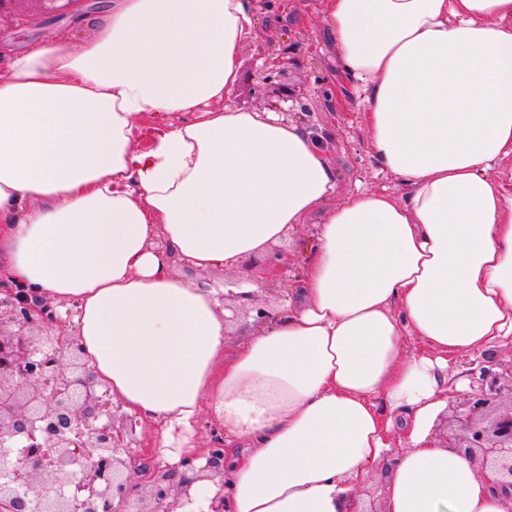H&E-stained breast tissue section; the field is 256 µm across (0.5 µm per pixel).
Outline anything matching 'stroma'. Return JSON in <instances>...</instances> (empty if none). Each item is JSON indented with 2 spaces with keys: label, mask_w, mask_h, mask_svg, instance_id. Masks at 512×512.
<instances>
[{
  "label": "stroma",
  "mask_w": 512,
  "mask_h": 512,
  "mask_svg": "<svg viewBox=\"0 0 512 512\" xmlns=\"http://www.w3.org/2000/svg\"><path fill=\"white\" fill-rule=\"evenodd\" d=\"M103 0H81L80 10L63 17L42 15L35 0H14L0 18V54L25 53L42 40L66 35L74 44L91 37L79 13H94ZM238 81L227 101L241 112H274L285 96L297 102L284 122H295L320 135L333 158L341 191L378 184L397 189L380 173L369 147V135L358 117L356 92L341 74L323 0H268L256 26L242 40L237 56ZM261 255L243 257L234 270L201 271L176 264L189 282L243 283Z\"/></svg>",
  "instance_id": "obj_1"
}]
</instances>
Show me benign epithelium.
Returning a JSON list of instances; mask_svg holds the SVG:
<instances>
[{
  "label": "benign epithelium",
  "mask_w": 512,
  "mask_h": 512,
  "mask_svg": "<svg viewBox=\"0 0 512 512\" xmlns=\"http://www.w3.org/2000/svg\"><path fill=\"white\" fill-rule=\"evenodd\" d=\"M46 15L62 17L80 0H39ZM285 251L268 255L258 273L282 274ZM236 312H271L255 296H237ZM60 322L39 291L0 282V458L14 460L0 480V512H178L198 482L214 488L209 512H224V443L210 430L207 463L183 459L151 469L125 448L114 422L108 387L96 381L79 339L45 336ZM452 419L454 440H443L478 464L494 484L512 487V383L491 370Z\"/></svg>",
  "instance_id": "7a95c632"
}]
</instances>
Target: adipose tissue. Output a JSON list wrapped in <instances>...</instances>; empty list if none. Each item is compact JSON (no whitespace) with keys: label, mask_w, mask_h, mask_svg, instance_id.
<instances>
[{"label":"adipose tissue","mask_w":512,"mask_h":512,"mask_svg":"<svg viewBox=\"0 0 512 512\" xmlns=\"http://www.w3.org/2000/svg\"><path fill=\"white\" fill-rule=\"evenodd\" d=\"M324 14L401 193L338 195L297 124L224 106L253 0H111L81 47L49 38L0 70V280L76 305L89 368L167 462L210 402L226 512H361L384 460V512H512V487L433 434L466 384L451 362L512 343V0ZM150 114L171 122L142 150ZM318 210L296 300L227 349L219 289L174 262L234 268Z\"/></svg>","instance_id":"adipose-tissue-1"}]
</instances>
